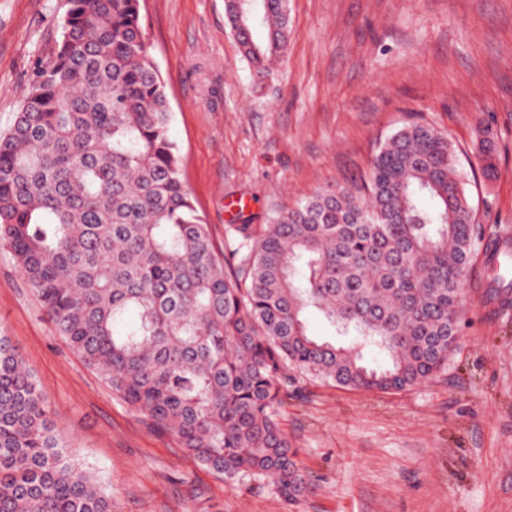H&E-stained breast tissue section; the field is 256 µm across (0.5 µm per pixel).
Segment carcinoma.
I'll return each instance as SVG.
<instances>
[{"label": "carcinoma", "instance_id": "1", "mask_svg": "<svg viewBox=\"0 0 512 512\" xmlns=\"http://www.w3.org/2000/svg\"><path fill=\"white\" fill-rule=\"evenodd\" d=\"M225 0L256 74L291 39L288 0ZM264 38L257 41L253 31ZM141 0H66L60 34L0 135V246L55 330L150 428L230 482L271 481L293 503L307 478L280 427L295 376L389 392L448 368L481 239L447 135L408 124L368 182L314 192L267 224L212 239L181 172ZM477 152L495 169L487 130ZM321 312L326 337L308 332ZM73 462L46 397L0 335V512H112Z\"/></svg>", "mask_w": 512, "mask_h": 512}]
</instances>
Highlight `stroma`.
I'll return each mask as SVG.
<instances>
[{
  "label": "stroma",
  "mask_w": 512,
  "mask_h": 512,
  "mask_svg": "<svg viewBox=\"0 0 512 512\" xmlns=\"http://www.w3.org/2000/svg\"><path fill=\"white\" fill-rule=\"evenodd\" d=\"M288 53L259 80L224 0H142L182 175L216 245L317 190L367 179L386 137L429 123L457 149L478 233L512 237V0H288ZM65 0H0V132L59 35ZM488 130L496 169L477 161ZM448 369L368 392L296 378L280 408L304 495L225 481L153 431L54 331L0 248V334L116 512H512V288L465 287Z\"/></svg>",
  "instance_id": "35a3bbf8"
}]
</instances>
